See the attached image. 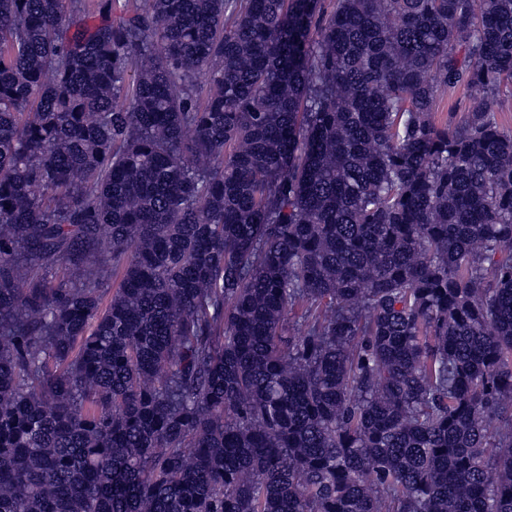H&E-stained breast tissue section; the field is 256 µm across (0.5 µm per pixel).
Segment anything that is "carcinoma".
I'll list each match as a JSON object with an SVG mask.
<instances>
[{
	"label": "carcinoma",
	"instance_id": "cac0c4a2",
	"mask_svg": "<svg viewBox=\"0 0 512 512\" xmlns=\"http://www.w3.org/2000/svg\"><path fill=\"white\" fill-rule=\"evenodd\" d=\"M503 85L512 0H0V512H512ZM475 91L465 85L454 89L440 90L435 101L433 118L439 124L457 126L469 116V107Z\"/></svg>",
	"mask_w": 512,
	"mask_h": 512
}]
</instances>
